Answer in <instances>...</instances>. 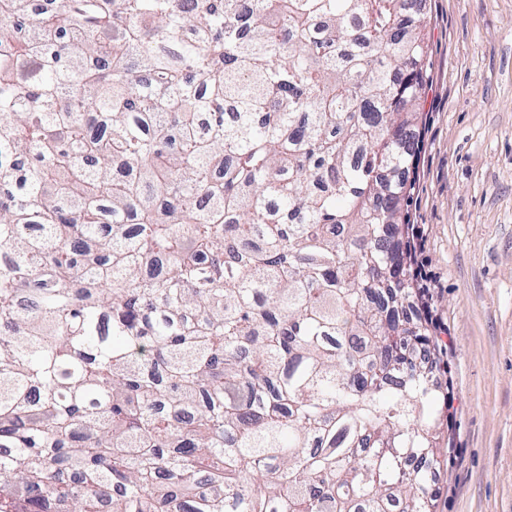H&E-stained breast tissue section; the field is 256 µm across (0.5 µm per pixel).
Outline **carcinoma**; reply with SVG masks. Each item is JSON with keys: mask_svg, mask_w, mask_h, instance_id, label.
Segmentation results:
<instances>
[{"mask_svg": "<svg viewBox=\"0 0 512 512\" xmlns=\"http://www.w3.org/2000/svg\"><path fill=\"white\" fill-rule=\"evenodd\" d=\"M29 3L0 0V512H437L422 0Z\"/></svg>", "mask_w": 512, "mask_h": 512, "instance_id": "carcinoma-1", "label": "carcinoma"}]
</instances>
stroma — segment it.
Returning <instances> with one entry per match:
<instances>
[{
	"label": "stroma",
	"instance_id": "35a3bbf8",
	"mask_svg": "<svg viewBox=\"0 0 512 512\" xmlns=\"http://www.w3.org/2000/svg\"><path fill=\"white\" fill-rule=\"evenodd\" d=\"M424 12L407 222L454 395L439 512H512V0H426Z\"/></svg>",
	"mask_w": 512,
	"mask_h": 512
}]
</instances>
